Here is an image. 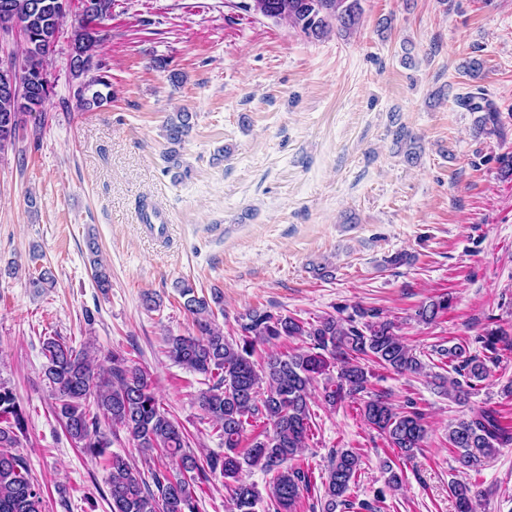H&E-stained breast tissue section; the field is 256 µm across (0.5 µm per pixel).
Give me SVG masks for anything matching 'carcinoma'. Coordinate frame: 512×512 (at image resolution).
<instances>
[{"mask_svg": "<svg viewBox=\"0 0 512 512\" xmlns=\"http://www.w3.org/2000/svg\"><path fill=\"white\" fill-rule=\"evenodd\" d=\"M91 2L93 9L83 10L73 32L69 64L76 108L83 111L112 101L110 75L97 61L103 41L101 23L110 14L112 0ZM270 2L272 20L316 39L334 32L351 33L362 15L361 0ZM2 4L7 8L0 13V28L20 26L26 67L20 76L0 70V154L15 146L26 117L42 112L50 98L52 84L45 62L65 17L58 0H0ZM192 120L193 113L186 110L167 119V162L178 164L177 146L191 132ZM179 288L197 334L169 337L167 353L176 364L214 380L200 392L198 403L220 432L221 454L209 453L201 459L187 451L188 434L161 408L147 368L129 365L123 355L114 352L108 373L102 374L96 371L87 349L78 350L56 338L43 344L44 375L66 432L87 455L106 457L111 512H197L196 490L217 474L229 487L230 512H256L260 492L243 477V472L252 468L272 475L267 495L275 512H294L302 493L310 487V477L289 462L307 447L312 388L318 379H323V403L334 408L367 392L369 379L363 360L399 374H425L426 364L402 341L395 321L378 314L360 311L356 318L327 315L310 323L253 308L241 316V336L230 339L215 317V311H224L223 295L215 291L209 298L199 296L187 282ZM448 306V296L442 295L422 304L416 316L432 323ZM296 336L309 338L308 350L273 352L260 365L252 360L258 342ZM478 342L480 355L464 344L436 351L448 359L455 376L434 374L432 378L459 403L467 401L488 379L500 350L512 348V339L496 326L486 328ZM333 359L339 363L335 375L331 373ZM362 413L404 458L414 457L422 448L427 430L423 414L415 407L397 412L387 396L377 392L363 401ZM259 414L266 417L269 428L244 448L245 424ZM102 418L125 429L149 460H157L149 477H143L123 456L107 452L111 440L101 430ZM26 430L25 410L12 389L0 383V512H42L41 489L31 480L26 459L18 450ZM448 444L455 449L459 467L470 469L512 444V427L503 424L497 412L483 409L450 427ZM361 464L360 455L353 450L331 456L322 512L371 509L366 503L356 504L348 495ZM451 494L456 512H475V494L469 485L455 482Z\"/></svg>", "mask_w": 512, "mask_h": 512, "instance_id": "cac0c4a2", "label": "carcinoma"}]
</instances>
